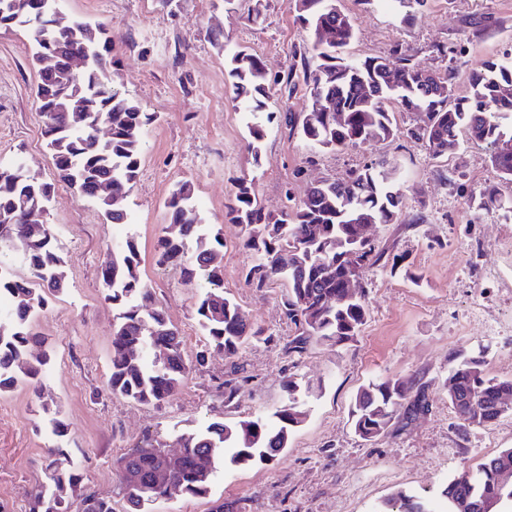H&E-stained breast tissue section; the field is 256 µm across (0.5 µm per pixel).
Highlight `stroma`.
Here are the masks:
<instances>
[{
    "instance_id": "1",
    "label": "stroma",
    "mask_w": 512,
    "mask_h": 512,
    "mask_svg": "<svg viewBox=\"0 0 512 512\" xmlns=\"http://www.w3.org/2000/svg\"><path fill=\"white\" fill-rule=\"evenodd\" d=\"M350 14L357 58L408 51L415 63L440 67L437 47L454 56L456 95L469 73L512 51V0H428L402 15L383 0H337ZM69 18L102 25L118 72L117 86L144 111L156 114L143 147L139 176L124 201L127 223H107L91 199L56 176L35 99L38 73L30 61V34L0 29V163L22 159L38 179L52 183L43 220L64 261L68 287L50 298L33 322L48 340L51 361L46 398L57 402L67 426L52 436L36 412L31 389L0 392V503L29 512L31 495L60 447L82 474V490L111 497L124 512L117 459L143 437L174 445L178 435L210 421L233 424L269 413L287 399L288 381L306 390L307 417L287 448L267 464L219 473L208 496H178L145 512H210L214 500L242 512H371L398 490L430 497L464 468L512 448V412L483 427L461 428L438 383L455 352L483 357L489 375L512 378V218L481 208L478 191L500 181L486 145L460 142L432 159L406 136L422 125L420 112H399V133L372 146L312 152L285 115L305 111L306 86L282 97L279 82L300 67L296 47L308 35L286 0H59ZM491 17L479 30L475 19ZM244 49L260 56L269 83L266 113L240 111L227 77L229 59ZM274 120H267V112ZM263 122L260 159L247 144L251 121ZM381 158L405 194L404 217L367 230L378 251L401 255L397 266L378 262L359 279L367 320L354 341L310 343L289 351L296 329L283 315L282 282L256 289L247 282L254 263L241 246L242 225L225 206L240 178L252 179L266 213L279 215L288 197L324 179L343 180L366 161ZM195 185L206 230L224 242V293L264 340L232 358L204 352L195 313L196 290L174 265L158 262L168 222L164 202L173 186ZM423 213L410 224L406 215ZM133 240L139 270L156 306L178 327L191 370L160 405L113 396L107 388L116 308L105 301L100 272L113 243ZM385 377L429 386L431 406L395 420L372 442L352 430L349 411L358 389ZM235 388L225 400L221 383Z\"/></svg>"
}]
</instances>
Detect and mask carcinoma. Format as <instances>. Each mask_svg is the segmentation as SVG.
Returning a JSON list of instances; mask_svg holds the SVG:
<instances>
[{"mask_svg": "<svg viewBox=\"0 0 512 512\" xmlns=\"http://www.w3.org/2000/svg\"><path fill=\"white\" fill-rule=\"evenodd\" d=\"M58 0H0V26H25L33 13L42 14V29L30 31L32 64L38 67L36 98L45 119L47 146L56 173L84 197L95 200L112 224L126 221L113 199L123 198L135 184L143 138L154 116L115 89L116 72L103 29L74 19L57 23ZM295 19L308 30L309 42L298 48L302 71L288 72V90L303 82L309 93L308 110L288 113V124L310 145L320 149L370 145L397 134L392 106L405 112H423L424 125L407 131L426 152L439 158L459 135L490 145L489 160L499 176L512 182V58L490 60L470 72L467 94L457 97L453 67L426 69L405 52L391 57L351 60L348 49L355 38L352 18L336 7V0H288ZM99 52V64L79 75L70 58L90 45ZM55 57L54 69L42 67L44 57ZM315 64H310V61ZM232 89L238 108L251 115L263 111L266 74L260 57L238 51L230 59ZM109 129L105 140L93 139L96 128ZM249 149L259 160L265 131L249 126ZM52 184L26 173L16 164L0 166V299L13 304L8 319L0 317V391L17 384L41 395L42 379L50 361L47 351L33 355L43 340L34 331L32 317L65 286L63 260L51 246V230L27 233L29 217L41 212ZM487 211H512V199L493 187L479 192ZM404 193L395 187L384 163L370 162L342 181H320L308 186L293 206L273 218L264 213L253 181L240 179L226 205V217L244 227L242 246L256 264L248 282L262 288L273 279L286 282L283 307L297 336L288 349L303 352L312 341L346 344L366 321L363 297L345 296L349 277L382 257L361 236L364 224H391L402 211ZM167 235L161 240L159 262L181 268L184 282L199 290L196 314L206 347L231 358L263 330L248 324L239 305L224 295V242L220 234L208 241L200 233L201 219L194 204V186L177 183L166 200ZM195 239L190 254L187 242ZM22 243L16 262L29 279L13 277L3 265L7 252ZM105 299L118 310L112 336L108 388L141 404L160 405L174 396L189 372L183 340L164 313L153 307L151 288L142 279L135 246L127 241L112 252L101 271ZM448 405L461 426H483L503 415L499 399L512 401V379L489 376L485 361L463 351L455 353L442 380ZM300 386L288 380V401L268 415L229 425L221 421L178 436L180 466L163 470L165 444L146 437L118 459L120 493L125 512H143L146 504L166 500L168 486L183 495L209 492L219 462L240 466L268 462L288 446L293 428L306 416ZM429 410L428 386L401 378L370 382L357 391L350 424L364 441L382 436L399 415ZM45 481L32 495L30 512H70V499L80 486L79 470L59 459L52 449ZM512 468V448L485 459L476 470L463 469L441 489L439 509L429 500L402 490L375 512H474L483 503L490 512H512V479L502 467ZM82 512H113L112 498L95 492L82 496Z\"/></svg>", "mask_w": 512, "mask_h": 512, "instance_id": "obj_1", "label": "carcinoma"}]
</instances>
